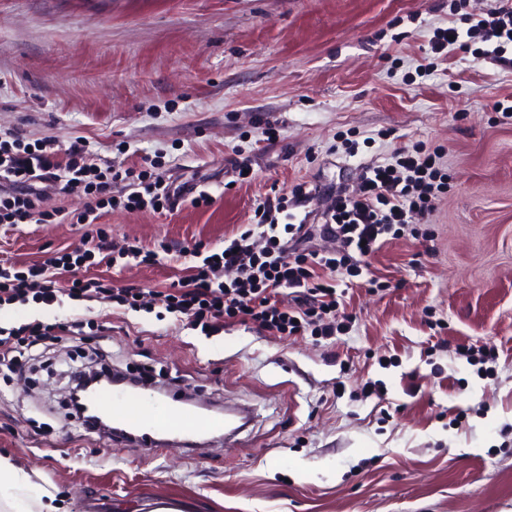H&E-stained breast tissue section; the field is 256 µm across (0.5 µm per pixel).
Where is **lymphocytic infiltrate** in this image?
<instances>
[{
  "mask_svg": "<svg viewBox=\"0 0 512 512\" xmlns=\"http://www.w3.org/2000/svg\"><path fill=\"white\" fill-rule=\"evenodd\" d=\"M432 54L455 48L474 61L504 59L512 49V9L489 19L464 17L462 25L436 28L429 41ZM445 146L424 145L393 154L390 161L367 166L361 189L338 190L323 213L321 234L336 240L341 250L320 254L300 249L309 232L296 221L294 210L313 200L314 192L297 187L292 196L265 200L254 211V224L223 246L201 242L180 248L192 257L191 273L162 291L117 287L95 278L58 284L57 278L100 255L114 266L123 260L157 262V251L130 244L110 248L97 240L93 249L65 251L21 270L0 268V302L36 300L47 305L60 297L97 300L133 311H151L162 304L178 323L217 333L225 323H251L268 335L318 336L324 339L349 330L352 314L343 310L335 272L356 278L367 271L366 256L388 239L407 232L418 235L419 224L436 209L448 191L449 176L439 165ZM123 185L116 200L113 185ZM84 194L89 203L80 212L64 213L44 207L48 190ZM187 187H174L137 166L101 167L89 141L82 136L67 143L45 140L26 143L23 134L0 132V224H95L105 209L123 204L128 210H177ZM265 238L257 248L256 238ZM289 294L281 304L280 294ZM79 320L45 324L34 321L0 329V373L21 372L36 350H51L81 334Z\"/></svg>",
  "mask_w": 512,
  "mask_h": 512,
  "instance_id": "lymphocytic-infiltrate-1",
  "label": "lymphocytic infiltrate"
}]
</instances>
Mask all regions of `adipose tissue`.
Segmentation results:
<instances>
[{"label":"adipose tissue","instance_id":"adipose-tissue-1","mask_svg":"<svg viewBox=\"0 0 512 512\" xmlns=\"http://www.w3.org/2000/svg\"><path fill=\"white\" fill-rule=\"evenodd\" d=\"M0 512H58L51 491L36 484L31 474L0 457Z\"/></svg>","mask_w":512,"mask_h":512}]
</instances>
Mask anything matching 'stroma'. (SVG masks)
<instances>
[{
    "label": "stroma",
    "mask_w": 512,
    "mask_h": 512,
    "mask_svg": "<svg viewBox=\"0 0 512 512\" xmlns=\"http://www.w3.org/2000/svg\"><path fill=\"white\" fill-rule=\"evenodd\" d=\"M451 0H0V130L88 139L102 163L209 193L172 214L116 206L98 224H0V266L40 261L103 230L122 247L223 245L266 198L356 189L396 150L445 145L452 188L431 239L368 259L388 289L354 279L356 320L331 339H277L225 323L203 335L164 308L62 299L0 306V326L84 321L76 349L0 377V456L63 512H512V66L429 40ZM280 137L267 141L266 123ZM374 137L357 156L354 135ZM254 177L236 181L232 162ZM184 260L80 267L78 278L161 290ZM105 324L99 332L97 324ZM497 345L491 374L454 344ZM105 351L211 411L247 409L240 433L150 455L65 419L67 371ZM382 393L363 397L365 382Z\"/></svg>",
    "instance_id": "obj_1"
}]
</instances>
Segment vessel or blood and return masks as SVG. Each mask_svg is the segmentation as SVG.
I'll use <instances>...</instances> for the list:
<instances>
[{"instance_id": "1", "label": "vessel or blood", "mask_w": 512, "mask_h": 512, "mask_svg": "<svg viewBox=\"0 0 512 512\" xmlns=\"http://www.w3.org/2000/svg\"><path fill=\"white\" fill-rule=\"evenodd\" d=\"M85 403L89 416L108 419L116 435L135 440L151 453L162 445L158 431H166L184 447L192 445L197 434L226 430L235 418L231 411L207 415L193 407L175 406L149 388H100L87 394Z\"/></svg>"}]
</instances>
